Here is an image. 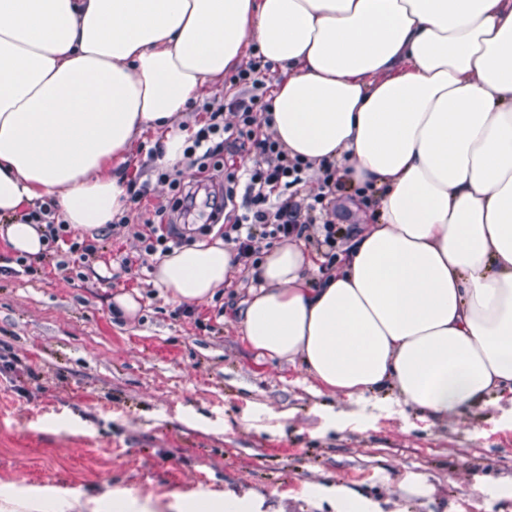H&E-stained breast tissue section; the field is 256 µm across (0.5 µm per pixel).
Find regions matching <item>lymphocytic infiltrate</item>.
Wrapping results in <instances>:
<instances>
[{"label": "lymphocytic infiltrate", "instance_id": "lymphocytic-infiltrate-1", "mask_svg": "<svg viewBox=\"0 0 512 512\" xmlns=\"http://www.w3.org/2000/svg\"><path fill=\"white\" fill-rule=\"evenodd\" d=\"M237 81L242 86L241 92L226 108L211 111L206 126L196 133L192 146L186 148L185 157L200 171H207L208 159L223 153V136L227 133L233 134V142L240 150L257 154L258 160L249 170L247 180H240L233 165L225 167V199L230 203L241 201L242 207L230 211L229 223L224 227V240L235 245L239 257L248 258L254 253L252 242L255 236L273 239L303 236L309 226L305 213L315 210L317 204L323 202L324 191L338 189L340 181L335 168L327 166L322 171V191L312 200H299L292 195L274 200L277 190L303 183L305 168L299 160L290 159L276 139L269 135L257 137L253 129L254 110L262 104L260 91L264 86L260 61L251 62L238 74ZM228 111L235 114L236 124L225 123L224 114Z\"/></svg>", "mask_w": 512, "mask_h": 512}]
</instances>
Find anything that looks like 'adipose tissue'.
I'll use <instances>...</instances> for the list:
<instances>
[{
  "mask_svg": "<svg viewBox=\"0 0 512 512\" xmlns=\"http://www.w3.org/2000/svg\"><path fill=\"white\" fill-rule=\"evenodd\" d=\"M279 71L270 125L290 158L376 198L334 270L265 252L240 333L328 391L442 419L512 393V0H0V239L46 252L47 226L120 218L146 132L184 159L203 83L249 46ZM223 238L156 254L151 282L213 298ZM117 496L0 489V512H127Z\"/></svg>",
  "mask_w": 512,
  "mask_h": 512,
  "instance_id": "obj_1",
  "label": "adipose tissue"
}]
</instances>
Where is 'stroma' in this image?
I'll list each match as a JSON object with an SVG mask.
<instances>
[{
    "label": "stroma",
    "instance_id": "obj_1",
    "mask_svg": "<svg viewBox=\"0 0 512 512\" xmlns=\"http://www.w3.org/2000/svg\"><path fill=\"white\" fill-rule=\"evenodd\" d=\"M225 74L183 122L195 133L237 95ZM146 133L123 169L169 201ZM354 192L313 212L355 230ZM95 236L77 260L75 229L41 257L0 240V488L125 495L136 512L176 500L243 498L252 512H338L336 487L365 512H512V395L432 420L331 394L301 363L257 357L238 321L256 284L251 260L203 302L162 296L134 233L144 215ZM136 298L135 317L112 299ZM478 492H470L473 477Z\"/></svg>",
    "mask_w": 512,
    "mask_h": 512
}]
</instances>
